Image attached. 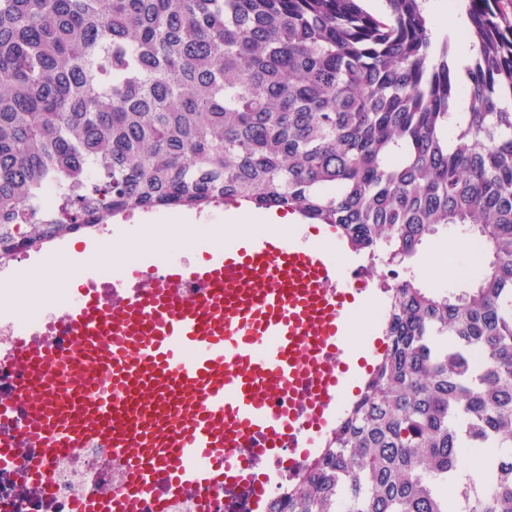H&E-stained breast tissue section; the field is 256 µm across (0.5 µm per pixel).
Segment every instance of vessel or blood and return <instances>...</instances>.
I'll list each match as a JSON object with an SVG mask.
<instances>
[{
  "label": "vessel or blood",
  "mask_w": 512,
  "mask_h": 512,
  "mask_svg": "<svg viewBox=\"0 0 512 512\" xmlns=\"http://www.w3.org/2000/svg\"><path fill=\"white\" fill-rule=\"evenodd\" d=\"M364 266L288 235L248 240L208 254L191 269L177 261L151 285H123L111 302L77 290L69 298L75 339L48 355L20 341L11 363L37 374L53 363L62 385L38 383L19 421L28 447L109 446L126 459L128 481L112 499L82 495L73 512H165L193 484L199 512L210 490H248L261 512L267 485L257 463L310 457L347 381L344 318ZM203 286L180 296L183 280ZM303 393L283 406L277 393Z\"/></svg>",
  "instance_id": "obj_1"
}]
</instances>
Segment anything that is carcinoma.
<instances>
[{
	"mask_svg": "<svg viewBox=\"0 0 512 512\" xmlns=\"http://www.w3.org/2000/svg\"><path fill=\"white\" fill-rule=\"evenodd\" d=\"M386 2L0 0V263L230 201L330 224L373 267L462 226L474 286L387 285L381 359L271 512H512V21L464 0L462 65L422 0ZM462 448L497 449L480 479Z\"/></svg>",
	"mask_w": 512,
	"mask_h": 512,
	"instance_id": "cac0c4a2",
	"label": "carcinoma"
}]
</instances>
